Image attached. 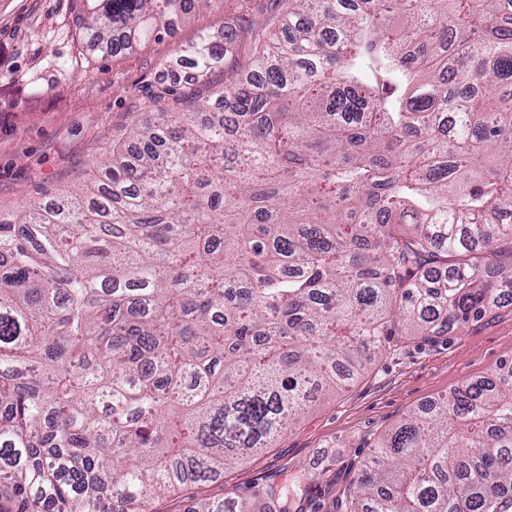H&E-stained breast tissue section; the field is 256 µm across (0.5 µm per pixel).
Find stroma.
Here are the masks:
<instances>
[{
	"label": "stroma",
	"instance_id": "stroma-1",
	"mask_svg": "<svg viewBox=\"0 0 512 512\" xmlns=\"http://www.w3.org/2000/svg\"><path fill=\"white\" fill-rule=\"evenodd\" d=\"M84 0H0V213L20 214L41 190L77 188L109 159L134 120L159 123L150 92L177 48L236 19L271 17L275 0H213L175 37L123 56L91 46L77 18ZM512 359V304L444 336H398L371 369L319 404L273 447L225 469L216 482L150 502L148 512H189L199 497L251 498L260 478L312 477L304 512H335L374 441L414 410Z\"/></svg>",
	"mask_w": 512,
	"mask_h": 512
}]
</instances>
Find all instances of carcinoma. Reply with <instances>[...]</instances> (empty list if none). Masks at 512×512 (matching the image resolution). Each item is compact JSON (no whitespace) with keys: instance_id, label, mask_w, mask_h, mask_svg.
I'll return each mask as SVG.
<instances>
[{"instance_id":"obj_1","label":"carcinoma","mask_w":512,"mask_h":512,"mask_svg":"<svg viewBox=\"0 0 512 512\" xmlns=\"http://www.w3.org/2000/svg\"><path fill=\"white\" fill-rule=\"evenodd\" d=\"M114 56L210 0H86ZM203 32L83 187L0 213V512L218 480L394 336L512 304V0H278ZM248 44L218 102L191 88ZM306 473L254 486L302 512ZM512 360L379 437L336 512H503Z\"/></svg>"}]
</instances>
